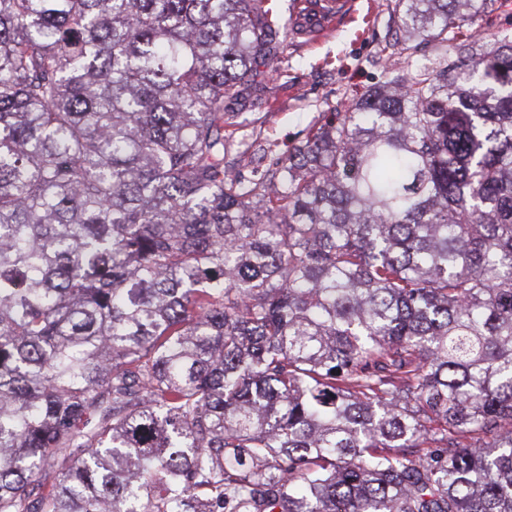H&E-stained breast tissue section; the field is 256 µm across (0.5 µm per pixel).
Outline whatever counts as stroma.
<instances>
[{
    "mask_svg": "<svg viewBox=\"0 0 512 512\" xmlns=\"http://www.w3.org/2000/svg\"><path fill=\"white\" fill-rule=\"evenodd\" d=\"M369 21L340 22L315 39L288 34L280 61L263 84L270 107L245 110L238 119L229 162L244 174L264 170L259 147L286 152L300 132L324 113L345 111L383 78L376 51L399 26L395 0H368Z\"/></svg>",
    "mask_w": 512,
    "mask_h": 512,
    "instance_id": "stroma-1",
    "label": "stroma"
}]
</instances>
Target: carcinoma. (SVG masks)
<instances>
[{
  "label": "carcinoma",
  "mask_w": 512,
  "mask_h": 512,
  "mask_svg": "<svg viewBox=\"0 0 512 512\" xmlns=\"http://www.w3.org/2000/svg\"><path fill=\"white\" fill-rule=\"evenodd\" d=\"M495 4L246 176L270 0H0V512H512Z\"/></svg>",
  "instance_id": "1"
}]
</instances>
